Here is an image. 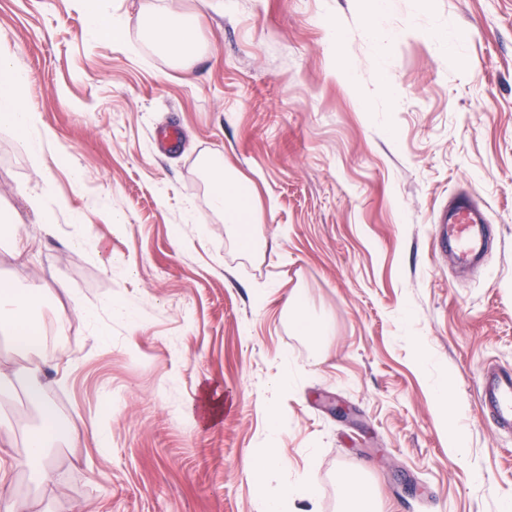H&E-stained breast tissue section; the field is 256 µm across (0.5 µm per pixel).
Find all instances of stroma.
I'll return each mask as SVG.
<instances>
[{"label": "stroma", "mask_w": 512, "mask_h": 512, "mask_svg": "<svg viewBox=\"0 0 512 512\" xmlns=\"http://www.w3.org/2000/svg\"><path fill=\"white\" fill-rule=\"evenodd\" d=\"M212 2L98 0L133 21L198 16L204 48L179 66L135 24L97 36L78 0H0V46L54 136L38 169L0 130V223L26 244L0 247V278L62 284L34 312L44 347L0 337V361L40 368L57 412L54 479L13 470L16 496L44 512H258L276 485L253 467L274 451L319 512H346L350 471L381 512H501L512 433L479 388L512 367V0H388L374 37L377 0ZM436 30L458 34L455 62ZM163 126L174 150L153 143ZM211 152L242 182L255 253L208 206ZM462 190L493 224L476 272L433 244L434 212ZM85 225L97 244L74 248ZM37 423L23 393L0 401V460Z\"/></svg>", "instance_id": "35a3bbf8"}]
</instances>
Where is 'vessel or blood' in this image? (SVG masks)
Listing matches in <instances>:
<instances>
[{
    "instance_id": "b4317fda",
    "label": "vessel or blood",
    "mask_w": 512,
    "mask_h": 512,
    "mask_svg": "<svg viewBox=\"0 0 512 512\" xmlns=\"http://www.w3.org/2000/svg\"><path fill=\"white\" fill-rule=\"evenodd\" d=\"M436 242L467 266L485 252L492 227L472 192L459 193L435 219ZM480 401L497 429L512 430V368L499 367L481 384Z\"/></svg>"
}]
</instances>
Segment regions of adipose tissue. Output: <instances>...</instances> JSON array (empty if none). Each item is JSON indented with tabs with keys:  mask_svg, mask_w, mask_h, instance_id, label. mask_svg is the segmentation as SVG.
Returning <instances> with one entry per match:
<instances>
[{
	"mask_svg": "<svg viewBox=\"0 0 512 512\" xmlns=\"http://www.w3.org/2000/svg\"><path fill=\"white\" fill-rule=\"evenodd\" d=\"M153 44L166 54L187 59L200 47V24L197 18L184 16L163 8L155 9L140 18ZM31 77L21 70L14 59L0 52V126L9 127L19 138L23 149L33 160H41L43 143L50 138L49 130L41 129L37 113L24 106ZM205 171L210 177V207L224 215L226 223L244 224L248 221L247 209L238 182L224 171L223 155L203 159ZM44 294L43 289L33 288L22 292L9 282L0 280V335L9 337L13 345L26 347L35 343L40 325L31 316ZM23 386L28 402L38 409L41 424L28 440L29 451L23 464L38 468L41 480L51 477L48 451L57 423L51 392L37 370L18 373L8 364L0 362V397L10 395L16 386ZM255 475L259 480L272 478L279 481V497L276 501L261 503L259 512H279L280 507H295L297 502H314V490L308 481L291 480L283 476L276 455H268L260 462Z\"/></svg>",
	"mask_w": 512,
	"mask_h": 512,
	"instance_id": "obj_1",
	"label": "adipose tissue"
}]
</instances>
